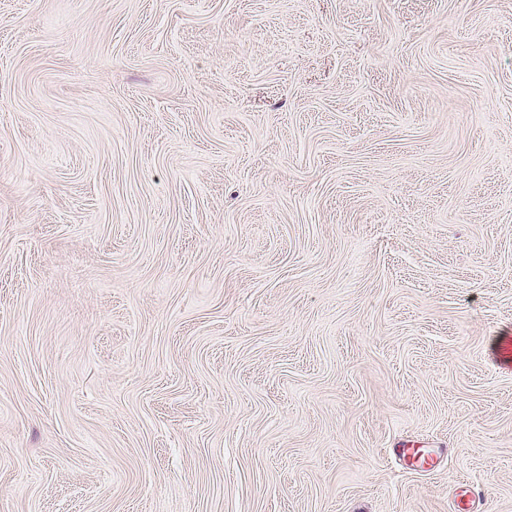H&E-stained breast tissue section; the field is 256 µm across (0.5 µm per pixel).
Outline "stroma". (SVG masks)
I'll list each match as a JSON object with an SVG mask.
<instances>
[{
  "label": "stroma",
  "instance_id": "35a3bbf8",
  "mask_svg": "<svg viewBox=\"0 0 512 512\" xmlns=\"http://www.w3.org/2000/svg\"><path fill=\"white\" fill-rule=\"evenodd\" d=\"M508 339L512 0H0V512H512Z\"/></svg>",
  "mask_w": 512,
  "mask_h": 512
}]
</instances>
